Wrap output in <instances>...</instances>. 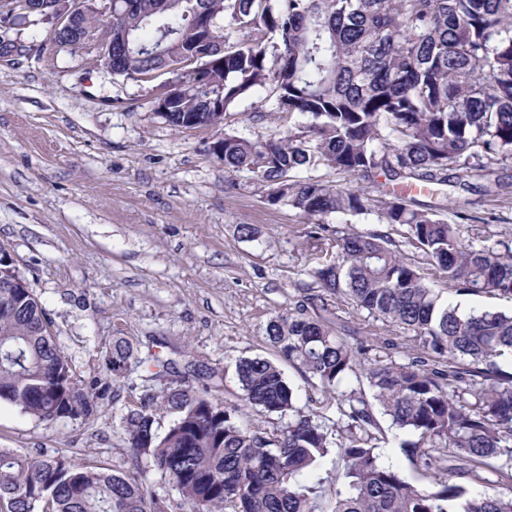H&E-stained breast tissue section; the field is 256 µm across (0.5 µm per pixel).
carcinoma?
<instances>
[{"instance_id": "cac0c4a2", "label": "carcinoma", "mask_w": 512, "mask_h": 512, "mask_svg": "<svg viewBox=\"0 0 512 512\" xmlns=\"http://www.w3.org/2000/svg\"><path fill=\"white\" fill-rule=\"evenodd\" d=\"M168 72L178 82L158 110L174 127L218 124L259 88L271 111L308 116L285 137L218 141L224 168L268 183L272 203L307 217L374 214L406 227L449 289L512 296V248L474 244L466 216L447 218L412 195L450 172L468 187L512 160V0H112V75ZM330 172L377 195L339 189ZM311 248L333 256L313 271L323 292L410 336L408 362L359 371L331 325L301 309L277 317L268 343L336 395V418L299 408L275 362L243 357L244 400L288 418L250 429L236 406L190 382L203 370L189 362L163 395L173 414L164 434L148 404L122 417L132 457L123 472L0 448V512H162L143 454L184 512H512V372L501 366L512 359V314H459L383 235L314 236ZM107 362L117 382L144 360L117 340ZM355 374L392 425L416 437L402 447L428 483L382 459L378 421L363 391L347 389ZM108 391L80 384L17 264H1L0 402L51 425L93 415ZM335 448L344 489L324 506L316 471ZM487 483L508 493L473 491Z\"/></svg>"}]
</instances>
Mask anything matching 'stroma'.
<instances>
[{"instance_id":"obj_1","label":"stroma","mask_w":512,"mask_h":512,"mask_svg":"<svg viewBox=\"0 0 512 512\" xmlns=\"http://www.w3.org/2000/svg\"><path fill=\"white\" fill-rule=\"evenodd\" d=\"M53 17L22 19L0 0V246L50 318L57 342L85 385H109L110 397L88 418L45 425L0 403V448L60 451L111 471L130 458L119 422L144 401L158 406L166 379L116 382L105 363L114 339L138 356L156 353L183 368L213 370L216 398L236 405L243 425L270 430L280 419L242 398L238 359L275 358L265 327L302 309L325 318L365 358L405 362L406 336L367 312L320 294L310 238L388 236L411 262L425 266L405 227L375 216L322 219L268 203L266 183L227 172L211 148L225 133L263 140L286 135L300 115L262 111L256 90L215 126L177 128L158 112L159 81L115 77L101 47L50 45ZM491 191L442 187L421 202L474 219L475 234L512 246V164L496 167ZM251 225L242 237L239 225Z\"/></svg>"}]
</instances>
